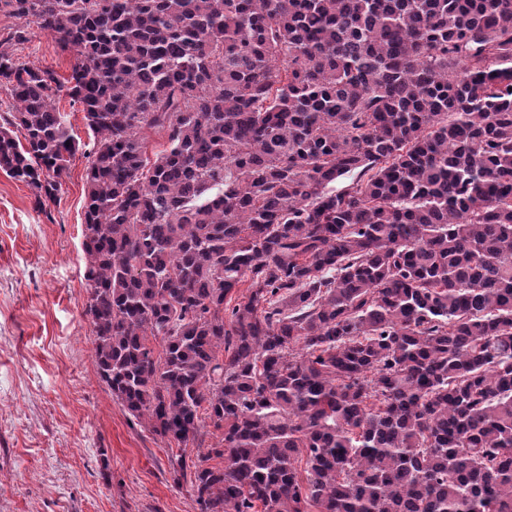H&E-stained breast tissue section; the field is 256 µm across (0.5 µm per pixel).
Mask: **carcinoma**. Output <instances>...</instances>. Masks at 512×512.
Wrapping results in <instances>:
<instances>
[{
  "label": "carcinoma",
  "mask_w": 512,
  "mask_h": 512,
  "mask_svg": "<svg viewBox=\"0 0 512 512\" xmlns=\"http://www.w3.org/2000/svg\"><path fill=\"white\" fill-rule=\"evenodd\" d=\"M0 12L74 55L98 374L158 436L221 432L171 461L199 512H512V0ZM27 41L0 170L40 201L78 145Z\"/></svg>",
  "instance_id": "obj_1"
}]
</instances>
